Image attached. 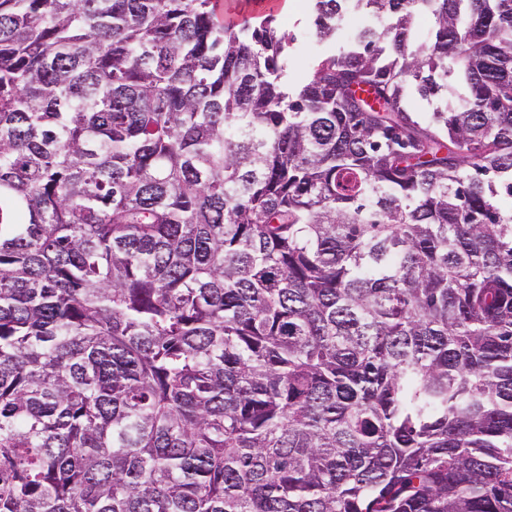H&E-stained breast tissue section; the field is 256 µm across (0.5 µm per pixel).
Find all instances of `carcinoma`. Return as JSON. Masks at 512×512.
Returning <instances> with one entry per match:
<instances>
[{
	"instance_id": "carcinoma-1",
	"label": "carcinoma",
	"mask_w": 512,
	"mask_h": 512,
	"mask_svg": "<svg viewBox=\"0 0 512 512\" xmlns=\"http://www.w3.org/2000/svg\"><path fill=\"white\" fill-rule=\"evenodd\" d=\"M307 5L0 0V512H512V0ZM284 0H219L221 10L226 19H241L244 16L264 17L274 14L279 20L288 17V30L298 36L297 57L291 70L296 72L299 65H310L313 59L323 54L328 46L319 40L314 27L307 20L304 12V0H293V8L283 12L279 5Z\"/></svg>"
}]
</instances>
